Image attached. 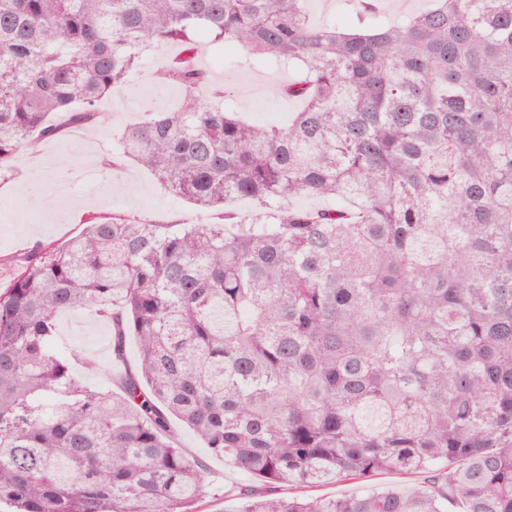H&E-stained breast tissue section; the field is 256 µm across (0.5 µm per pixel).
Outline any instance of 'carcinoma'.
<instances>
[{
    "label": "carcinoma",
    "instance_id": "cac0c4a2",
    "mask_svg": "<svg viewBox=\"0 0 512 512\" xmlns=\"http://www.w3.org/2000/svg\"><path fill=\"white\" fill-rule=\"evenodd\" d=\"M201 28L297 68L275 93L300 112L258 126L211 103ZM162 44L178 52L151 80L182 103L119 152L224 223L98 213L15 260L0 505L196 512L207 466L176 419L268 485L435 472L425 489L245 493L237 512H512V0L350 31L307 0H0V180L35 142L102 124ZM85 311L124 364L97 388L53 345L57 316Z\"/></svg>",
    "mask_w": 512,
    "mask_h": 512
}]
</instances>
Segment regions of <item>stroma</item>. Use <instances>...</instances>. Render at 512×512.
Segmentation results:
<instances>
[{
  "label": "stroma",
  "mask_w": 512,
  "mask_h": 512,
  "mask_svg": "<svg viewBox=\"0 0 512 512\" xmlns=\"http://www.w3.org/2000/svg\"><path fill=\"white\" fill-rule=\"evenodd\" d=\"M198 62L224 100L242 119L254 124H285L301 108L299 100L275 95L274 87L297 77L294 70L263 66L249 60L234 43H210L201 38ZM182 100L180 89L158 87L136 76L103 103L106 126L88 127L55 140L38 142L19 154L13 178L0 181V281L11 275L13 259L37 244L67 238L82 228L83 218L94 212L112 211L155 224H215L216 213L205 211L171 195L148 170L121 159L111 169L104 157L117 151V136L128 125L152 112H170ZM109 326L84 313H64L57 318L56 343L82 351L96 363L82 370L88 384L103 385L114 359L109 348ZM172 430L190 455L207 465L204 495L199 512H233L242 489L256 486L252 476L238 471L223 458L211 454L203 441L180 422ZM427 475L381 473L360 481L327 482L301 488L304 496L373 493L391 486L422 488Z\"/></svg>",
  "instance_id": "1"
}]
</instances>
